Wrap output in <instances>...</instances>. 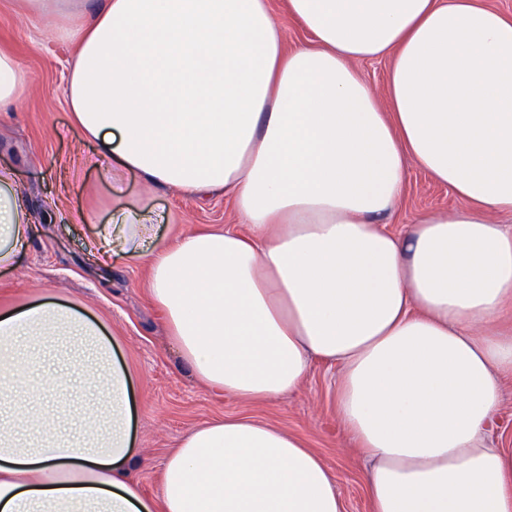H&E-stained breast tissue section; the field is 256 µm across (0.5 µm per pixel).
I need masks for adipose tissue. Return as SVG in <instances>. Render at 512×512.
Here are the masks:
<instances>
[{
	"mask_svg": "<svg viewBox=\"0 0 512 512\" xmlns=\"http://www.w3.org/2000/svg\"><path fill=\"white\" fill-rule=\"evenodd\" d=\"M75 38L82 132L149 185L230 197L227 227L147 249L122 217L87 243L148 259L202 384L248 401L342 367L337 409L366 453L371 512H512V452L485 445L512 377V18L475 0H21ZM389 58L384 98L355 62ZM414 162L463 200L381 231ZM0 172V268L31 216ZM63 350L64 364H44ZM129 376L106 328L48 297L0 308V512H344L321 458L227 418L185 436L158 498L135 477ZM271 8L281 22L284 32L285 46L292 49L299 45L305 38V34L288 19L286 0H270Z\"/></svg>",
	"mask_w": 512,
	"mask_h": 512,
	"instance_id": "adipose-tissue-1",
	"label": "adipose tissue"
}]
</instances>
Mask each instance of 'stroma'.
<instances>
[{"label": "stroma", "mask_w": 512, "mask_h": 512, "mask_svg": "<svg viewBox=\"0 0 512 512\" xmlns=\"http://www.w3.org/2000/svg\"><path fill=\"white\" fill-rule=\"evenodd\" d=\"M41 19L0 0V48L26 73V89L0 109V168L12 170L33 217L32 237L14 267L0 269V306L23 307L54 295L89 310L107 327L134 398V446L143 461L142 490L160 491L162 465L189 431L217 418H250L300 438L329 468L345 512H370L367 461L337 411L339 365L313 361L295 391L245 401L196 382L175 355L163 312L153 302L144 262L123 253L94 264L84 243L120 211L155 227L162 243L237 223L232 200L215 194L187 199L148 188L133 171L113 168L105 179L96 165L100 147L73 125L64 95L68 42L50 39ZM446 186L408 164L397 208L386 226L399 234L424 213L460 207Z\"/></svg>", "instance_id": "stroma-1"}]
</instances>
